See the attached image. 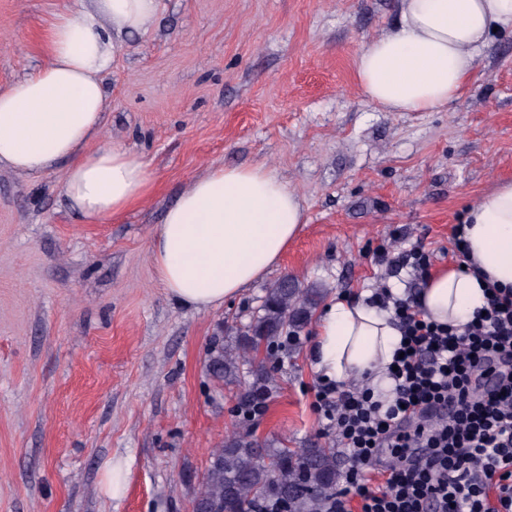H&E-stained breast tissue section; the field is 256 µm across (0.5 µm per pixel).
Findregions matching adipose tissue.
<instances>
[{
	"instance_id": "adipose-tissue-1",
	"label": "adipose tissue",
	"mask_w": 512,
	"mask_h": 512,
	"mask_svg": "<svg viewBox=\"0 0 512 512\" xmlns=\"http://www.w3.org/2000/svg\"><path fill=\"white\" fill-rule=\"evenodd\" d=\"M163 0H90L58 14L44 62L0 88V169L36 176L64 169L62 192L84 219L118 218L156 190L150 163L121 143H101L111 71L123 37L147 32ZM399 18L355 59L358 86L390 112L448 105L473 77L493 30H512V0H399ZM304 221L301 197L270 165H220L196 176L164 216L151 244L156 278L179 304L222 306L265 277ZM468 268L431 275L420 300L445 324L469 320L485 296L475 270L512 289V181L468 210ZM400 333L389 311L340 300L323 311L312 346L322 377L378 383Z\"/></svg>"
}]
</instances>
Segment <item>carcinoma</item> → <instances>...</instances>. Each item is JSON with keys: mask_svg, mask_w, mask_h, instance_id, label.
<instances>
[{"mask_svg": "<svg viewBox=\"0 0 512 512\" xmlns=\"http://www.w3.org/2000/svg\"><path fill=\"white\" fill-rule=\"evenodd\" d=\"M324 289L300 288L286 277L266 289L263 303L245 330L231 344L218 340L207 354V371L214 381L239 389L235 407L241 424L265 403L273 385L266 362H249L246 354L264 350L273 357L298 337ZM340 481L332 448H288L263 445L245 432H236L218 448L194 492L192 512H326Z\"/></svg>", "mask_w": 512, "mask_h": 512, "instance_id": "1", "label": "carcinoma"}]
</instances>
